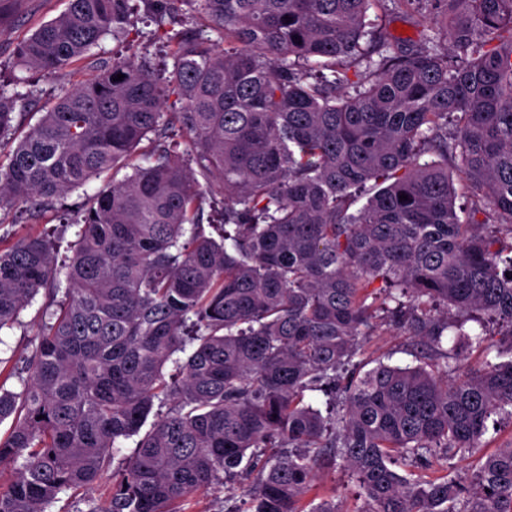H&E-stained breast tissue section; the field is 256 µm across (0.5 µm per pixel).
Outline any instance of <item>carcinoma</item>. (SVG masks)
Segmentation results:
<instances>
[{
    "mask_svg": "<svg viewBox=\"0 0 512 512\" xmlns=\"http://www.w3.org/2000/svg\"><path fill=\"white\" fill-rule=\"evenodd\" d=\"M127 2L69 0L16 65L82 63L125 34ZM147 2L160 24L199 13L220 43L172 37L166 78L130 58L96 67L0 162V207L35 217L114 176L78 207L62 299L55 237L0 240V330L42 290L56 306L22 365L0 370V465L13 466L0 512H46L103 482L87 512H194L196 495L251 475L232 512H342L313 494L336 459L362 490L358 512H512V442L469 487L414 477L479 447L493 417L512 420V359L464 331L502 324L512 352V244L478 219L512 235V0H392L430 6L438 25L370 53L367 12L386 0ZM172 96L180 110L166 112ZM17 127L0 93V146ZM427 153L437 160L420 163ZM450 166L473 188L466 208ZM379 310L418 365L362 358ZM450 329L481 350L465 374L443 348Z\"/></svg>",
    "mask_w": 512,
    "mask_h": 512,
    "instance_id": "carcinoma-1",
    "label": "carcinoma"
}]
</instances>
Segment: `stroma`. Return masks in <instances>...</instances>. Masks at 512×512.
<instances>
[{
  "instance_id": "obj_1",
  "label": "stroma",
  "mask_w": 512,
  "mask_h": 512,
  "mask_svg": "<svg viewBox=\"0 0 512 512\" xmlns=\"http://www.w3.org/2000/svg\"><path fill=\"white\" fill-rule=\"evenodd\" d=\"M68 0H14L11 7L0 13V91L6 95L34 92L37 100L21 109V128L35 124L41 115L44 104L72 89L88 77L97 63L109 62L117 57H129L145 64L154 74L168 75L173 68V48L156 35L158 28L169 33L196 32L200 23L180 16L157 24L155 18L146 10L143 0H130L131 13L128 18L130 29L136 30L135 41L127 42L105 36L98 45L91 48L88 59L78 67L66 69L52 77L42 76L35 71L17 70L13 67L14 52L18 43L30 36L41 24L62 13ZM371 29L381 32L386 38L412 44L418 41L422 30L428 25L430 17L427 11L411 10L398 12L380 6L371 7L367 13ZM409 27V34L399 33V26ZM112 180L111 173H103L87 182L83 189L61 197L51 211L37 220H30L24 205H5L0 207V239L14 242L29 235H37L59 228L62 218H73L85 195H92ZM46 302L45 295H37L32 305L22 310L18 322L12 328L0 331V358L14 360L30 354L38 342V333L42 325L41 308ZM363 348L368 358L389 357L391 363L406 365L414 358L408 351L407 341L393 328L379 324L373 336L368 337ZM512 440V421L497 419L488 424V431L479 448L466 456H454L433 463L427 470V477L444 474L470 482L478 459L492 452L499 444ZM318 490L334 495L336 503L343 512H359L362 501L360 488L352 474L341 463L332 462L321 465L318 471Z\"/></svg>"
}]
</instances>
